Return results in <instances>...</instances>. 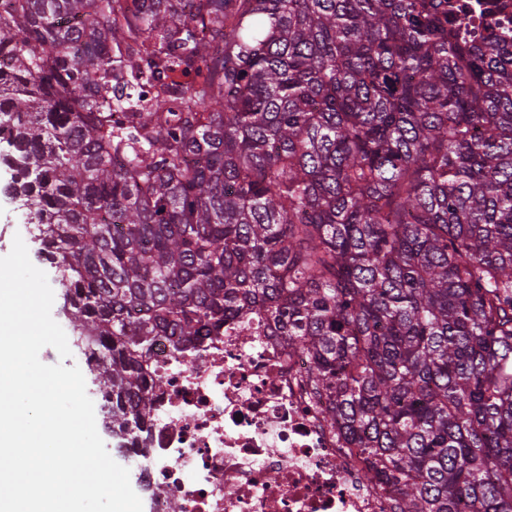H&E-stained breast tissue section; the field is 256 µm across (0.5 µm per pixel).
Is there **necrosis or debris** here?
Masks as SVG:
<instances>
[{
	"label": "necrosis or debris",
	"mask_w": 512,
	"mask_h": 512,
	"mask_svg": "<svg viewBox=\"0 0 512 512\" xmlns=\"http://www.w3.org/2000/svg\"><path fill=\"white\" fill-rule=\"evenodd\" d=\"M472 41L512 29V0H448ZM149 374L153 447L140 461L153 512H389L362 480L358 449L342 447L302 382L308 359L256 322L198 337L176 353L157 337Z\"/></svg>",
	"instance_id": "4bbe7bcc"
}]
</instances>
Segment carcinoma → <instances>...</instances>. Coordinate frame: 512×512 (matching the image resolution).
Segmentation results:
<instances>
[{"mask_svg":"<svg viewBox=\"0 0 512 512\" xmlns=\"http://www.w3.org/2000/svg\"><path fill=\"white\" fill-rule=\"evenodd\" d=\"M459 31L448 0H0L3 193L126 456L155 338L251 317L394 512H512V34Z\"/></svg>","mask_w":512,"mask_h":512,"instance_id":"cac0c4a2","label":"carcinoma"}]
</instances>
